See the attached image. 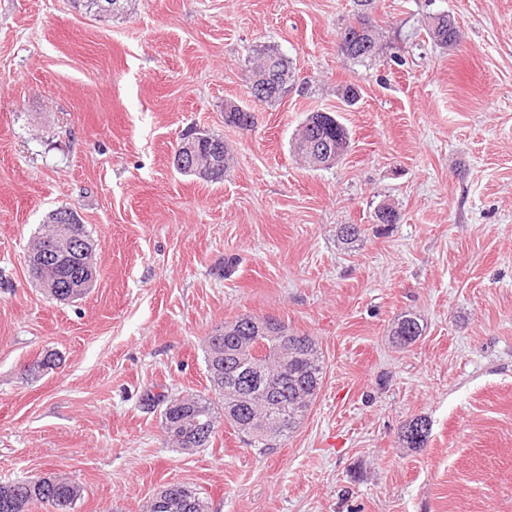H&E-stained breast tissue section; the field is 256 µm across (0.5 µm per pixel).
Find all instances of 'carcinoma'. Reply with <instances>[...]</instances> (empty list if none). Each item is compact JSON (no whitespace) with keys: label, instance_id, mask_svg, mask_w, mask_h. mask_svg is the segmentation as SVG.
Here are the masks:
<instances>
[{"label":"carcinoma","instance_id":"cac0c4a2","mask_svg":"<svg viewBox=\"0 0 512 512\" xmlns=\"http://www.w3.org/2000/svg\"><path fill=\"white\" fill-rule=\"evenodd\" d=\"M371 3L372 0H361L363 9L338 32L344 41L342 55L355 63L364 64L380 55L383 32L366 12V6ZM428 34L434 42L444 47L459 40V29L454 18L445 13L432 18ZM252 69L257 72L275 71L288 79L293 77L289 59L270 49L257 54ZM312 125L322 127L325 136L336 142L337 148L347 147L350 134L342 123L333 120L326 122L321 113H310L292 142L295 155L304 162L310 165L317 162L306 144V135ZM57 227L56 211L52 210L46 216L32 250H41ZM78 264V259L73 255L57 257L56 275L59 282H65ZM251 320L250 316L241 317L224 324L223 335L211 333L207 336L205 360L213 395H197L188 401L163 397L169 412L161 416L162 430L177 426L184 434L181 441L169 439L173 446L181 450L191 446L196 449L207 447L217 432L219 415L222 414L237 433L247 438L249 446L272 448L295 432L305 419L317 396L314 381L323 379L325 370L315 339L296 332L295 341L283 346L278 338L269 337L251 354L249 348L254 346V341L243 330V326ZM422 331L416 316L404 314L392 328V342L405 348L414 343ZM275 365L285 367L284 379L276 398L261 391L249 400L242 398L250 391L243 377L256 374L261 367ZM429 433L430 422L420 417L403 427L400 438L410 448H421ZM83 495L84 487L69 478L15 481L0 486V512H29L35 504L44 506L47 512H72ZM148 512H211V504L196 488L173 483L163 487L153 497Z\"/></svg>","mask_w":512,"mask_h":512}]
</instances>
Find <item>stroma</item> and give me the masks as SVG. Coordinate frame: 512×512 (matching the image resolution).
<instances>
[{"mask_svg":"<svg viewBox=\"0 0 512 512\" xmlns=\"http://www.w3.org/2000/svg\"><path fill=\"white\" fill-rule=\"evenodd\" d=\"M358 10L128 0L104 20L0 0V484L67 474L75 512H145L172 483L214 512H512V0H373L386 48L364 65L336 48ZM441 12L461 32L448 48L428 35ZM265 47L297 82L256 107L244 74ZM229 101L251 129L225 121ZM316 111L351 133L326 168L291 150ZM193 132L231 150L223 181L173 168ZM384 201L398 223H377ZM59 207L98 265L69 303L26 265ZM343 224L363 228L353 248ZM408 313L423 333L399 348ZM243 315L314 337L311 410L266 451L225 424L170 447L152 397L209 393L205 338ZM419 417L428 440L404 447ZM423 328L416 316L404 314L400 316L392 328V342L400 348H405L414 343L421 335ZM417 425H421L420 428ZM430 433V422L420 417L410 421L403 427L400 438L408 448H421L427 441Z\"/></svg>","mask_w":512,"mask_h":512,"instance_id":"35a3bbf8","label":"stroma"}]
</instances>
